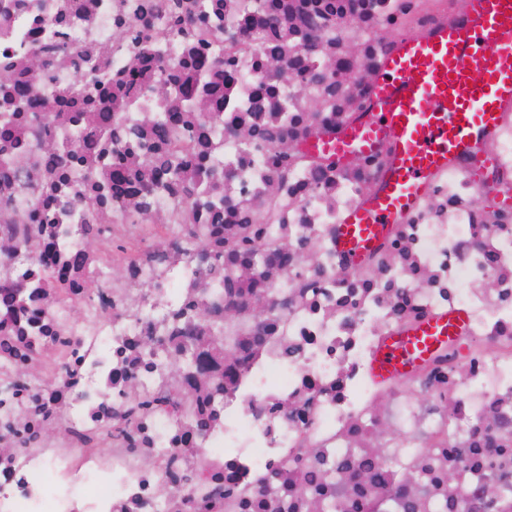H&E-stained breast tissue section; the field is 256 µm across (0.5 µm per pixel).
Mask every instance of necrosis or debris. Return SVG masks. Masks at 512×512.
Segmentation results:
<instances>
[{"label":"necrosis or debris","instance_id":"obj_1","mask_svg":"<svg viewBox=\"0 0 512 512\" xmlns=\"http://www.w3.org/2000/svg\"><path fill=\"white\" fill-rule=\"evenodd\" d=\"M465 8L0 0V512H512V203L459 158L351 267L387 154L303 149ZM162 138L194 148L166 191ZM484 152L512 200V111ZM452 311L449 350L373 379ZM466 315L455 311L418 324L384 341L374 361L373 374L380 382L398 376L413 364L430 357L442 345L460 336L466 325Z\"/></svg>","mask_w":512,"mask_h":512}]
</instances>
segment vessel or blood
Returning <instances> with one entry per match:
<instances>
[{"instance_id": "obj_1", "label": "vessel or blood", "mask_w": 512, "mask_h": 512, "mask_svg": "<svg viewBox=\"0 0 512 512\" xmlns=\"http://www.w3.org/2000/svg\"><path fill=\"white\" fill-rule=\"evenodd\" d=\"M510 107L512 0H471L463 19L403 38L383 61L369 112L336 137L307 145L341 163L379 146L389 153L379 188L338 229L337 247L350 263H360L455 159L473 158L471 177L482 183L490 161L480 146ZM466 321L455 311L387 339L373 361L375 378L387 382L430 357Z\"/></svg>"}]
</instances>
